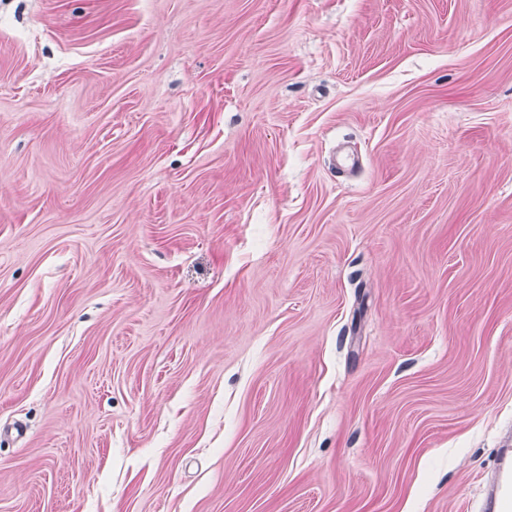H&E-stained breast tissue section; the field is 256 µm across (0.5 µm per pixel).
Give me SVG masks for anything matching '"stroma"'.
I'll return each instance as SVG.
<instances>
[{
    "label": "stroma",
    "mask_w": 512,
    "mask_h": 512,
    "mask_svg": "<svg viewBox=\"0 0 512 512\" xmlns=\"http://www.w3.org/2000/svg\"><path fill=\"white\" fill-rule=\"evenodd\" d=\"M512 437V0H0V512H481Z\"/></svg>",
    "instance_id": "35a3bbf8"
}]
</instances>
